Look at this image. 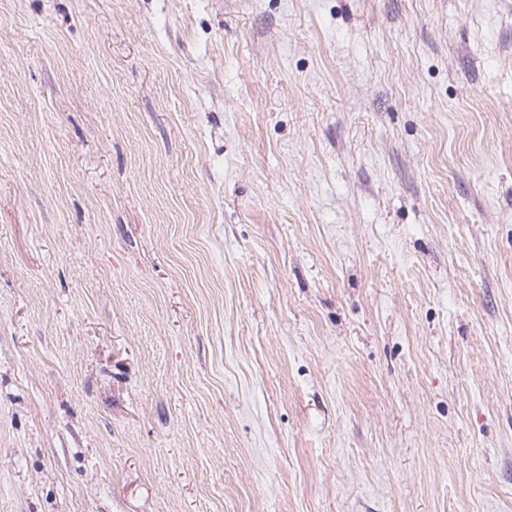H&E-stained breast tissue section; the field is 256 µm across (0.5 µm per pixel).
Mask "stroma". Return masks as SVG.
Here are the masks:
<instances>
[{
    "label": "stroma",
    "mask_w": 512,
    "mask_h": 512,
    "mask_svg": "<svg viewBox=\"0 0 512 512\" xmlns=\"http://www.w3.org/2000/svg\"><path fill=\"white\" fill-rule=\"evenodd\" d=\"M0 512H512V0H0Z\"/></svg>",
    "instance_id": "1"
}]
</instances>
